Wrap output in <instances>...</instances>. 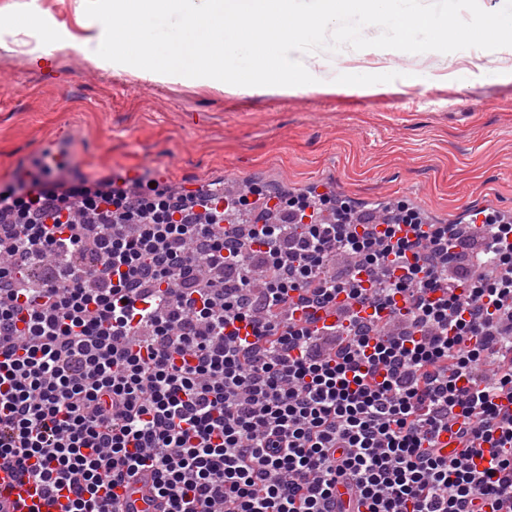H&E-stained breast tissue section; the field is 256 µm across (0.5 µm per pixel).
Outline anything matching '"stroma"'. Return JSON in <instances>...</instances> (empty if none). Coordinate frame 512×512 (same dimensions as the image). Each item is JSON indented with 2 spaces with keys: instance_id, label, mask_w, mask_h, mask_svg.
Returning a JSON list of instances; mask_svg holds the SVG:
<instances>
[{
  "instance_id": "obj_1",
  "label": "stroma",
  "mask_w": 512,
  "mask_h": 512,
  "mask_svg": "<svg viewBox=\"0 0 512 512\" xmlns=\"http://www.w3.org/2000/svg\"><path fill=\"white\" fill-rule=\"evenodd\" d=\"M368 41L370 72L343 53L334 86L286 96L146 86L70 51L48 65L0 52V187L52 145L92 184L192 190L229 174L279 195L322 187L361 213L403 203L434 224L512 212V50L462 40L388 59L378 30ZM421 68L433 80L416 82Z\"/></svg>"
}]
</instances>
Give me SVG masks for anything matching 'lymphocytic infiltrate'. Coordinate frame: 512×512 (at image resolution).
I'll return each mask as SVG.
<instances>
[{"mask_svg": "<svg viewBox=\"0 0 512 512\" xmlns=\"http://www.w3.org/2000/svg\"><path fill=\"white\" fill-rule=\"evenodd\" d=\"M64 167L0 193V468L69 512L146 471L163 512H512V222L477 244L252 186L227 225L218 195L50 189ZM341 293L368 316L295 321Z\"/></svg>", "mask_w": 512, "mask_h": 512, "instance_id": "f902f5d3", "label": "lymphocytic infiltrate"}]
</instances>
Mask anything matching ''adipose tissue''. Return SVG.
I'll list each match as a JSON object with an SVG mask.
<instances>
[{
  "label": "adipose tissue",
  "mask_w": 512,
  "mask_h": 512,
  "mask_svg": "<svg viewBox=\"0 0 512 512\" xmlns=\"http://www.w3.org/2000/svg\"><path fill=\"white\" fill-rule=\"evenodd\" d=\"M76 27L56 20L40 0H25L26 25L41 31L30 50L32 60H50L70 50L92 65L139 79L221 89L233 85L250 95L287 94L302 88L312 72L326 73L336 53L325 50L306 61L313 35L342 34L360 46L372 25L390 27L388 55L421 53L434 39L450 33L490 29L483 0H465L457 14L452 0H436L432 10H400L399 0H74ZM248 16L261 31L260 42L234 35L228 20ZM122 20L113 29L112 20ZM205 20L209 40L196 37L194 24ZM306 23L312 36L298 34Z\"/></svg>",
  "instance_id": "ef3b65f1"
}]
</instances>
